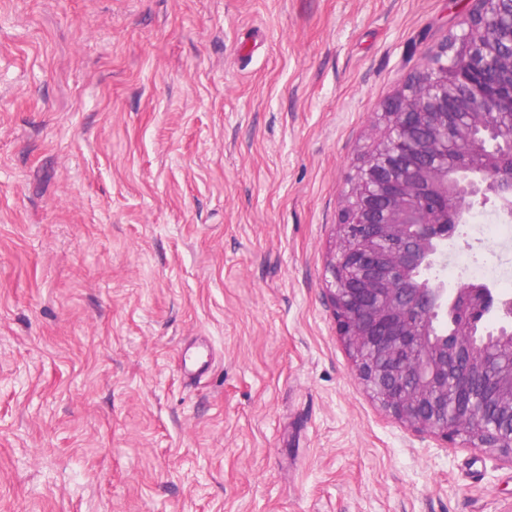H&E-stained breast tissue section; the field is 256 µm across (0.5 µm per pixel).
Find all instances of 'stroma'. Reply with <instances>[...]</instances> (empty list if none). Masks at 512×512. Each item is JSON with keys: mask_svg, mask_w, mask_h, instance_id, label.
I'll use <instances>...</instances> for the list:
<instances>
[{"mask_svg": "<svg viewBox=\"0 0 512 512\" xmlns=\"http://www.w3.org/2000/svg\"><path fill=\"white\" fill-rule=\"evenodd\" d=\"M471 7L0 0V512H512L511 461L365 391L326 271Z\"/></svg>", "mask_w": 512, "mask_h": 512, "instance_id": "35a3bbf8", "label": "stroma"}]
</instances>
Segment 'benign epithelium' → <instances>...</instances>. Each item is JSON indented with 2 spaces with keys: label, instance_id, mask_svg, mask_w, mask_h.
Here are the masks:
<instances>
[{
  "label": "benign epithelium",
  "instance_id": "obj_1",
  "mask_svg": "<svg viewBox=\"0 0 512 512\" xmlns=\"http://www.w3.org/2000/svg\"><path fill=\"white\" fill-rule=\"evenodd\" d=\"M460 26L387 102L358 159L329 291L383 411L512 462V293L430 275L471 209L512 212V0H473Z\"/></svg>",
  "mask_w": 512,
  "mask_h": 512
}]
</instances>
